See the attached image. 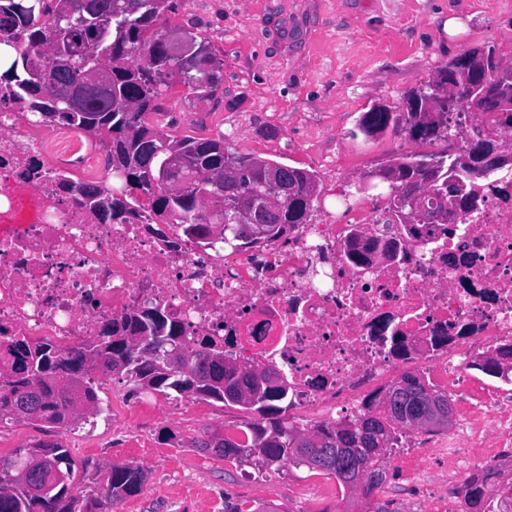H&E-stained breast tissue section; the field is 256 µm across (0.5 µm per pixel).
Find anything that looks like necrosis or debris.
<instances>
[{
	"instance_id": "4bbe7bcc",
	"label": "necrosis or debris",
	"mask_w": 512,
	"mask_h": 512,
	"mask_svg": "<svg viewBox=\"0 0 512 512\" xmlns=\"http://www.w3.org/2000/svg\"><path fill=\"white\" fill-rule=\"evenodd\" d=\"M77 131L45 130L0 99V341L20 336L69 354L101 325L144 306L183 335L222 344L240 364L271 369L288 390L289 425L363 413L407 370L465 389L473 357L512 361V175L477 184L473 209L445 224H384L351 208L325 224H293L252 250L218 231L136 214L101 223L58 183L101 184L99 149H52ZM40 174L18 173L30 155ZM512 447V394H477L433 452L460 473L473 444Z\"/></svg>"
}]
</instances>
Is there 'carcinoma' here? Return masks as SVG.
<instances>
[{
    "instance_id": "1",
    "label": "carcinoma",
    "mask_w": 512,
    "mask_h": 512,
    "mask_svg": "<svg viewBox=\"0 0 512 512\" xmlns=\"http://www.w3.org/2000/svg\"><path fill=\"white\" fill-rule=\"evenodd\" d=\"M175 9L173 0H0V88L16 100H26L33 117L41 123H62L78 131L94 127L95 139L107 156L112 172L114 192L104 195L96 186L78 185L70 180L61 183L74 192L78 205L97 214L102 222L132 212L134 193L150 196L151 208L159 224H181L186 235L202 236L204 210L199 193L212 190L213 178L224 173L227 164L239 171L237 191L224 196V237L236 238L238 206L241 198L262 190L255 181L252 168L256 157L233 150L224 136L215 138L173 137L161 128L147 123V116L159 111V99L166 88L177 83L188 88L199 100L215 94L223 81V63L218 61L208 44L197 41L190 33L182 38L190 41L198 55L190 60L165 47L169 33L155 28L158 20ZM28 43L18 51L17 42ZM63 43L65 64L55 63L50 49ZM93 67H104L109 82L104 88L85 83L86 73ZM449 65L440 67L432 80L410 91L406 99L421 97L434 103L429 113L431 125L443 131L448 139V105L442 96ZM68 77L81 104L61 98L57 88L58 73ZM404 124L414 139H427L421 131L416 113L407 111L395 119L391 112L368 111L358 128L366 135L384 134L391 127ZM174 153L184 159L187 178L170 194L158 182H152L166 160ZM387 179L378 191L387 196V211L406 223L412 211L409 198L413 186L427 191L428 220L414 219L416 224H446L456 214L444 206L448 191L464 189L477 199L475 179L481 172L465 160V152L456 154H406L395 157L381 168ZM292 172L302 182L310 197L300 215L283 206L272 217L264 239L282 237L290 224H305L317 191L313 172L294 167ZM130 331L134 341L119 347L111 343L118 331ZM199 349L185 352L187 343ZM101 373H119L127 381L145 386L165 396L187 394L237 406L259 413L260 422L245 423L246 441L226 436L201 440L196 447L211 450L224 448L219 457L226 460L255 459L260 467L287 462L310 471H321L336 478L349 489V468L358 463L374 464L371 454L379 458L391 454L396 433L404 425L395 420L399 405L416 406L418 396L427 391L437 400L448 401V394L433 388L416 374H405L400 381L408 384L401 393L371 402L367 412L334 425H318L310 432L267 420L286 391L274 386L256 393V369L236 366L224 358V347L212 341L194 340L157 308H148L122 322L106 325L92 341L73 354L57 356L47 346H31L14 338L0 345V422L12 420L17 410L36 399L28 420L39 421L50 428L68 430L81 420L78 408L98 403L93 381L88 378L90 366ZM472 368L495 378H512V366L506 367L495 358L481 357ZM309 435L319 442L311 448L312 466L289 453L296 440ZM35 447L45 450L57 464L63 478L50 473L40 480L49 491L44 496L11 492L9 476L15 471L8 466L17 461L22 450L12 459L0 458V512H95L105 504L118 502L143 491L146 476L134 464L114 465L100 475L89 490L74 493L75 463L68 449L59 442H40ZM501 471L489 467L473 475L466 483L465 512H512V498L488 493L489 482Z\"/></svg>"
}]
</instances>
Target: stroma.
<instances>
[{
	"label": "stroma",
	"instance_id": "obj_1",
	"mask_svg": "<svg viewBox=\"0 0 512 512\" xmlns=\"http://www.w3.org/2000/svg\"><path fill=\"white\" fill-rule=\"evenodd\" d=\"M163 29L190 32L224 62L214 99L202 101L181 85L162 97L150 124L177 136L224 134L235 151L313 171L318 199L311 221L339 215L348 181L400 154L444 153L447 141L413 139L408 130L368 136L359 132L364 112L406 109L405 94L432 79L438 68L467 50H493L512 63V0H176ZM459 18L460 32L444 30ZM100 411L64 431L35 421L9 423L16 447L57 441L79 470V487L110 465L132 463L147 476L142 492L102 512H214L215 506L266 505L290 512L292 485L333 483V476L285 466L254 477L239 464L197 448L224 432V406L183 397L178 406L124 376H95ZM156 402L155 413L135 412L112 422L117 400ZM385 479L371 499L340 493L330 512H360L365 502H392L399 512L417 497L397 457H388Z\"/></svg>",
	"mask_w": 512,
	"mask_h": 512
}]
</instances>
